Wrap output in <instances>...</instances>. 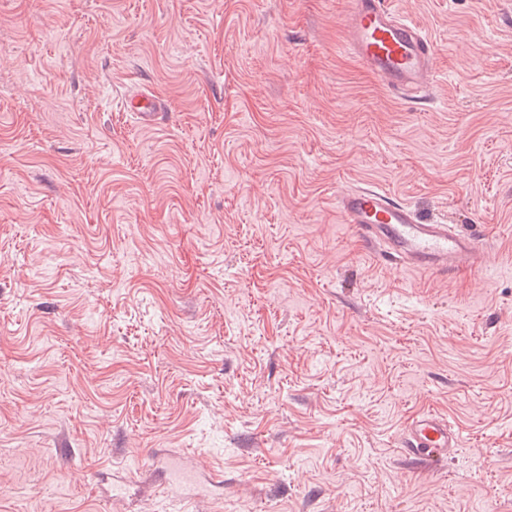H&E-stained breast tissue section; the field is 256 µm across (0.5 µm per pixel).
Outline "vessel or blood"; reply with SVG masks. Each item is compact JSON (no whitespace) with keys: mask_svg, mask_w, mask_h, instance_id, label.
Segmentation results:
<instances>
[{"mask_svg":"<svg viewBox=\"0 0 512 512\" xmlns=\"http://www.w3.org/2000/svg\"><path fill=\"white\" fill-rule=\"evenodd\" d=\"M344 46L373 76L405 99L427 97L433 73V45L416 25L399 17L384 0H346ZM126 111L145 124L155 123L166 104L158 95L141 91L124 99ZM336 206L347 223L382 259L408 268L448 273L478 268L482 245L472 235L448 224L428 222L405 203L373 185L337 193ZM460 435L443 416L429 412L412 419L402 448L410 457L433 463L453 455Z\"/></svg>","mask_w":512,"mask_h":512,"instance_id":"obj_1","label":"vessel or blood"}]
</instances>
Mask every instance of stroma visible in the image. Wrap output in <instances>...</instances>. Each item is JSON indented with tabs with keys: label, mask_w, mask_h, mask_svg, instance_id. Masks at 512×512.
<instances>
[{
	"label": "stroma",
	"mask_w": 512,
	"mask_h": 512,
	"mask_svg": "<svg viewBox=\"0 0 512 512\" xmlns=\"http://www.w3.org/2000/svg\"><path fill=\"white\" fill-rule=\"evenodd\" d=\"M386 2L426 100L343 51L344 0H0V512H512V0ZM364 184L481 268L379 261ZM426 410L462 437L429 467ZM126 112H133L144 124H153L162 112H167L166 104L158 95L141 91L124 98ZM401 448L410 457L431 464L460 448L459 432L443 416L429 412L412 419Z\"/></svg>",
	"instance_id": "obj_1"
}]
</instances>
